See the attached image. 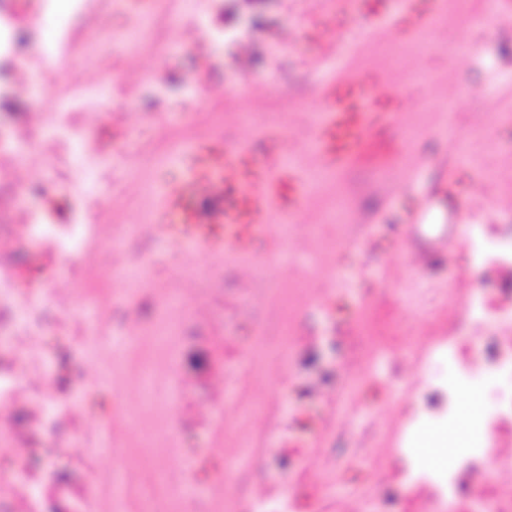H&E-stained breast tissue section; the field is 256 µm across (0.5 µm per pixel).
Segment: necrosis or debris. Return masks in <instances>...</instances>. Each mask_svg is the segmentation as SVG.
Returning a JSON list of instances; mask_svg holds the SVG:
<instances>
[{
	"label": "necrosis or debris",
	"mask_w": 512,
	"mask_h": 512,
	"mask_svg": "<svg viewBox=\"0 0 512 512\" xmlns=\"http://www.w3.org/2000/svg\"><path fill=\"white\" fill-rule=\"evenodd\" d=\"M83 19L81 33L63 29L43 40L35 55L42 64L76 57L99 59L122 42L128 23L113 17L107 0H68ZM30 20L19 0H0V63L17 56V34ZM99 86L76 79L61 112H38L16 121L0 113V512H115L112 483L143 485L140 512H346L344 499L329 495V482L342 480L358 512H512V483L489 478L497 464H512V287L479 288L448 334L418 348L432 369L411 382V396L397 420L376 416L344 418L345 381L361 376L369 352L347 325L319 328L314 314L285 328L281 290L266 265L255 273L261 285L229 300L208 269L195 273L190 303L165 289L166 319L141 336L124 362L111 358L107 332L86 330L82 319L59 315L58 289L45 271L68 262L75 281L85 264L120 245L134 262L153 261L145 238L125 228L105 233L96 216L112 183L102 158L111 146L87 138L89 113L99 110ZM52 151L45 191L71 198L66 219L53 207H21L31 180L18 174L21 153ZM474 265L512 274V225L477 234ZM32 247L28 265L17 254ZM39 285L30 296L27 285ZM507 327L468 344L472 330L490 317ZM179 335L178 394L162 401L149 395L126 409L138 431L134 440L113 437L112 469L97 470L86 450L71 446L84 430L83 408L97 394L70 353L93 350L108 357L111 386H142L159 379L156 349ZM289 357L295 407L283 411L277 395L239 402L224 414V389L239 384L234 369L248 358L249 373L265 378L281 355ZM483 382L488 398L475 422L469 448L453 464L426 469L405 448L418 428H443L458 408L459 385ZM220 431L227 448L215 458L197 448L203 432ZM190 456L192 469L175 468ZM379 457L376 474L360 465Z\"/></svg>",
	"instance_id": "necrosis-or-debris-1"
}]
</instances>
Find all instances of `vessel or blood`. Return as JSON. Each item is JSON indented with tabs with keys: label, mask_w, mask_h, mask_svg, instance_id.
Wrapping results in <instances>:
<instances>
[{
	"label": "vessel or blood",
	"mask_w": 512,
	"mask_h": 512,
	"mask_svg": "<svg viewBox=\"0 0 512 512\" xmlns=\"http://www.w3.org/2000/svg\"><path fill=\"white\" fill-rule=\"evenodd\" d=\"M398 96H375L371 86L350 73L325 91V107L314 129L319 167L328 173L349 169L369 148L372 133L396 119ZM184 178L157 195V231L183 247L221 255L250 253L253 242L269 233L277 213L296 209L304 192L292 167L257 161L245 149L194 145ZM293 192L282 199L283 182Z\"/></svg>",
	"instance_id": "obj_1"
}]
</instances>
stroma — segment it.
Instances as JSON below:
<instances>
[{"label": "stroma", "mask_w": 512, "mask_h": 512, "mask_svg": "<svg viewBox=\"0 0 512 512\" xmlns=\"http://www.w3.org/2000/svg\"><path fill=\"white\" fill-rule=\"evenodd\" d=\"M34 23L28 28L33 44L53 37L80 21L65 10L44 12L41 0H20ZM410 0H357L352 14L303 9L291 0H223L217 24L240 25L246 15L262 13L263 28L252 31L246 47L225 54L223 45L197 38L187 27L169 31L165 41L142 49L115 44V80L135 87L126 98H104L98 114L87 120V132L112 131V185L99 214L102 224H127L140 229L152 251L172 268L171 280L159 288L189 294L192 283L183 269L203 260L158 234L150 216L155 204L145 198L143 180L157 166L159 155L173 143L190 144L198 135L221 136L224 144L242 145L258 158L281 151L295 162L299 176L315 182L310 205L274 224L265 241L273 278L295 287L294 316H302L321 296L336 307L337 320L359 325L369 336L382 335L394 323L407 336L411 349L403 364L409 374L427 376L429 368L414 355L441 333L445 321L461 310L468 291L485 285L483 271L467 264L479 225H512V0H452L450 8L425 34L438 53L424 55L414 42L417 32L406 30L402 14ZM30 49H23L14 68L26 73L37 90L24 102L26 112H58L69 101L62 87L82 68L78 58L47 70L32 68ZM368 72L379 84L403 96L404 120L379 134L369 154L354 168L332 180L318 179L310 152L316 115L323 110L324 89L347 67ZM210 68V81L193 110L155 102L149 82L165 74L168 93L190 80L197 70ZM426 70L427 79L412 88V72ZM471 199L469 225L460 227L448 245L411 247L409 226L426 196L438 207L436 221H448L449 164ZM345 203L344 221L361 230L359 241L344 250L329 221L333 200ZM135 277L134 264L121 250L100 255L82 283H73L66 263L51 272L58 287L78 289L92 307L89 328L97 312L114 301L112 275ZM390 290L389 316L369 304L367 286ZM369 377L351 385L352 397L373 391L377 400L362 414H386L399 407L405 384L392 380L389 353L380 345L370 350ZM277 386L244 377L240 389L224 394V412L232 414L242 397H265L278 389L284 403L292 395L285 378L287 360L274 362ZM139 397L138 388L121 393L117 402L88 420L86 436L93 443V462L110 471L112 458L104 448L106 432L135 437L124 422L122 403Z\"/></svg>", "instance_id": "stroma-1"}]
</instances>
